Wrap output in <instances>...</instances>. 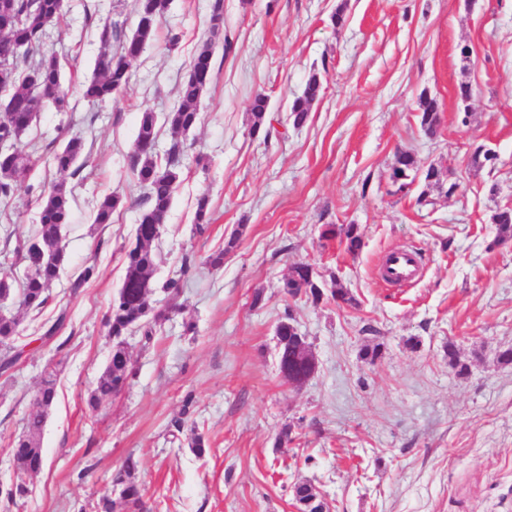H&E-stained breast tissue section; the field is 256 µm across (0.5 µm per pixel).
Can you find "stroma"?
I'll return each instance as SVG.
<instances>
[{
	"instance_id": "obj_1",
	"label": "stroma",
	"mask_w": 512,
	"mask_h": 512,
	"mask_svg": "<svg viewBox=\"0 0 512 512\" xmlns=\"http://www.w3.org/2000/svg\"><path fill=\"white\" fill-rule=\"evenodd\" d=\"M210 3L170 0L161 27L180 31V42L158 38L127 88L102 106L79 91L101 51L96 28L115 18L132 31L135 0H65L49 30L43 51L63 66L70 106H43L18 144L36 163L0 203V277L22 281L16 243L35 235L40 192L58 182L71 198L67 259L42 312L0 301L1 314L20 319L24 350L19 366L0 373V512H94L129 456L139 462L146 512H297L293 489L305 482L327 512H512V364L497 360L512 348V243L497 244L491 220L512 202V0H224L216 32ZM207 41L213 81L153 244L156 281L181 278L183 309L151 341L130 335L132 385L93 408L112 347L105 315L142 208L130 170L140 114L160 117L166 147L162 119ZM314 73L323 94L293 127L289 106ZM463 83L473 89L465 106ZM259 92L269 111L255 132L250 103ZM423 95L440 105L433 137L418 122ZM62 127L84 141L73 175L59 173L46 149ZM480 145L496 159L476 168ZM400 149L457 191H430L424 203L421 184L394 192ZM111 191L124 205L111 224H96L97 200ZM204 196L211 220L200 234ZM326 224L358 225L362 249L353 255L322 240ZM232 237L223 267L211 268L208 256ZM396 249L423 256L403 286L379 275ZM188 255L195 263L186 271ZM298 262L335 280L354 305L285 296ZM91 264L97 275L72 292ZM62 312L61 348L41 334ZM288 318L317 361L299 386L277 370L275 330ZM188 321L195 332H185ZM369 344L376 360L365 357ZM49 376L56 396L42 434L45 465L29 477L28 496L12 502L3 493L14 478L10 444ZM286 427L291 440L278 444ZM197 434L201 456L191 447Z\"/></svg>"
}]
</instances>
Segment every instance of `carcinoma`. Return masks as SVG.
<instances>
[{"mask_svg":"<svg viewBox=\"0 0 512 512\" xmlns=\"http://www.w3.org/2000/svg\"><path fill=\"white\" fill-rule=\"evenodd\" d=\"M137 24L131 34L123 33L124 23L112 20L98 28L102 48L91 77L81 84L83 98L92 104L102 105L112 101L129 83L131 69L142 53L157 38L158 25L168 9L169 0H136ZM0 52L7 53L13 46H23L21 53L12 55L9 64L13 71L7 83L4 99L0 100V141L8 143L13 151L0 153V200H7L16 187L25 182L34 164L31 157L17 150V143L30 130L42 103L48 102L59 112L68 109V92L63 86L61 66L57 56L42 55L37 63L30 57L40 52L43 36L62 14L64 0H0ZM213 48L206 43L193 57L188 74L180 90V103L165 117L170 131V141L164 152L154 148L158 142L156 118L146 109L142 112L134 141L132 175L145 190L143 209L136 226L134 241L127 247L126 268L122 282L113 296L106 315L107 335L112 348L97 387L89 398V405L98 407L102 401L120 394L135 377V369L123 337L135 330L145 341H151L157 323L169 317L170 308H155L151 303L157 284L154 276L156 256L152 245L170 211L174 192L180 183L183 158L186 152L184 136L194 129L199 120V104L212 80ZM322 82L312 74L302 94L289 107L293 125H303L311 106L319 98ZM268 99L261 93L255 95L251 112L256 118L255 129H260ZM419 122L424 133L432 135L440 123L436 99L424 95L419 99ZM52 161L60 173H75L82 166L83 140L78 135L68 137L53 148ZM422 175L426 187H442L437 169L420 171L415 157L399 151L391 166L390 179L398 190L407 192L416 175ZM123 206V199L115 193L101 196L96 204L94 223L110 224L112 215ZM70 201L64 184L52 186L41 195L39 228L35 239L15 248L17 255L29 264L31 273L19 289V303L23 310L41 311L52 299L51 287L59 278L66 260L62 244V229L69 222ZM497 226L496 241L512 240V208L497 211L492 217ZM341 236L346 249L354 254L362 247V234L355 224H326L320 233L323 239ZM319 275L306 263H296L283 282L284 292L296 298L305 295L313 301L322 300L326 283H318ZM19 321L15 317L0 316V371L12 368L22 357L23 349L14 345ZM279 341L278 363H294L301 351V344L292 332L290 322L284 320L277 327ZM42 401L28 414L23 433L11 444V452L18 472L15 482L8 489L11 498H22L28 493L27 475L40 470L44 463L40 437L49 408L55 398L52 380L46 379L39 390ZM139 462L128 457L112 474V484L120 487V501L104 496L97 502V512H145L142 487L136 473ZM294 500L298 512H325L326 505L309 483L295 485Z\"/></svg>","mask_w":512,"mask_h":512,"instance_id":"carcinoma-1","label":"carcinoma"}]
</instances>
